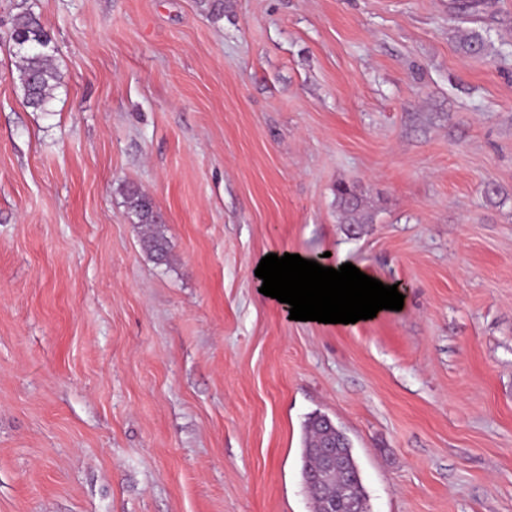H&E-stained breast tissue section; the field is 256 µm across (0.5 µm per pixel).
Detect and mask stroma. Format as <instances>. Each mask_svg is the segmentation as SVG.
I'll return each mask as SVG.
<instances>
[{
  "mask_svg": "<svg viewBox=\"0 0 512 512\" xmlns=\"http://www.w3.org/2000/svg\"><path fill=\"white\" fill-rule=\"evenodd\" d=\"M454 2L0 0V512H314V414L369 512H512V0ZM27 8L46 112L16 80ZM283 252L403 308L292 320L255 275ZM12 40L16 71L25 103L38 111H49L60 76L54 62V47L40 17L26 10L13 19ZM336 200L342 208L344 223L367 224L370 216L365 212L360 191L355 186L340 185L336 188ZM127 205L136 216L138 224L144 227L142 235L144 249L156 260L166 261L168 241L161 230L162 224L154 211L152 201L138 189L130 188L127 190ZM306 437L303 448V469L302 475L304 483L311 495L314 508L316 511L318 504V511L321 509L322 499L316 492V485L318 484V458L314 452L317 448L321 470L325 477H334L336 479V472L342 470L343 460L341 455L336 451L340 447L345 458L348 462V477H351L354 482L357 492L358 505L361 512H367V496L362 484V479L357 462L353 455L352 445L346 434L336 427L333 422L325 415L316 414L308 418L305 425ZM329 440L336 441V443H325ZM336 445L338 447H336ZM356 508V503L350 493L346 492L342 497L329 498L324 502V509L322 512H360Z\"/></svg>",
  "mask_w": 512,
  "mask_h": 512,
  "instance_id": "obj_1",
  "label": "stroma"
}]
</instances>
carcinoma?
<instances>
[{
	"instance_id": "cac0c4a2",
	"label": "carcinoma",
	"mask_w": 512,
	"mask_h": 512,
	"mask_svg": "<svg viewBox=\"0 0 512 512\" xmlns=\"http://www.w3.org/2000/svg\"><path fill=\"white\" fill-rule=\"evenodd\" d=\"M12 40L15 48L16 71L25 103L38 111L47 112L60 84V76L54 62V47L40 17L26 10L13 19ZM488 43L479 33L464 36L460 42L466 54L487 51ZM336 200L342 208L344 223L368 224L370 216L365 212L360 191L355 186L340 185L336 188ZM127 205L144 227L142 244L156 260L162 262L168 256V241L162 232V224L153 203L136 188L127 190ZM306 437L303 448L304 483L311 495L313 504L319 505L322 499L316 492L318 484V458L314 449L329 440L336 442L348 462L347 475L354 482L358 505L361 512H367V496L352 445L346 434L336 427L326 416L316 414L308 418L305 425Z\"/></svg>"
}]
</instances>
